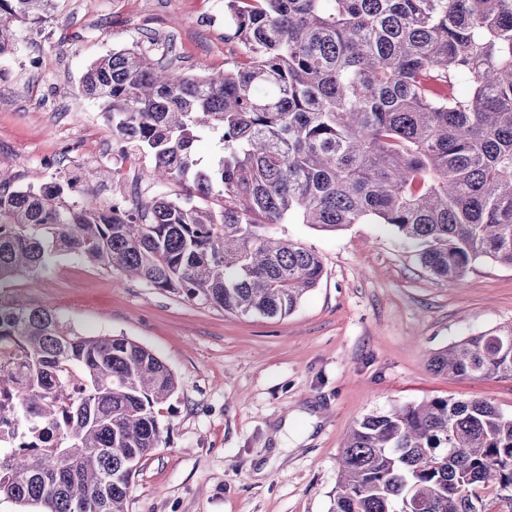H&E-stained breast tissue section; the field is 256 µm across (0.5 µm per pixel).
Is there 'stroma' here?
Wrapping results in <instances>:
<instances>
[{"label": "stroma", "instance_id": "obj_1", "mask_svg": "<svg viewBox=\"0 0 512 512\" xmlns=\"http://www.w3.org/2000/svg\"><path fill=\"white\" fill-rule=\"evenodd\" d=\"M0 57V171L15 184L91 174L104 202L151 189L150 162L112 176V126L81 96L89 65L114 50L173 53L187 74L242 56L210 0H55L54 18L14 27ZM324 275L282 318L245 317L130 282L70 254L7 300L53 310L77 333L132 339L174 373L164 439L140 464L128 512H332L346 434L363 416L433 398H481L512 415V378H451L434 353L512 324V267L480 259L455 283L419 263L387 226L322 232L279 224Z\"/></svg>", "mask_w": 512, "mask_h": 512}]
</instances>
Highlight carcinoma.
I'll return each instance as SVG.
<instances>
[{"mask_svg":"<svg viewBox=\"0 0 512 512\" xmlns=\"http://www.w3.org/2000/svg\"><path fill=\"white\" fill-rule=\"evenodd\" d=\"M53 11L0 0V53L15 22ZM224 18L244 58L222 73L185 74L133 47L81 82L125 154L150 158L152 183L189 182L216 206L165 193L81 204L59 183L12 190L0 173V286L33 285L77 254L227 313L285 317L323 275L315 251L275 234L289 221L384 224L448 282L478 259L512 266V0H225ZM204 132L220 145L207 164L194 152ZM5 342L26 360L23 416L57 435L0 471V495L41 512H126L174 373L124 336H84L0 299ZM431 366L512 378V326ZM341 458L333 512H486L477 489L512 490V415L479 398L406 404L364 416Z\"/></svg>","mask_w":512,"mask_h":512,"instance_id":"carcinoma-1","label":"carcinoma"}]
</instances>
